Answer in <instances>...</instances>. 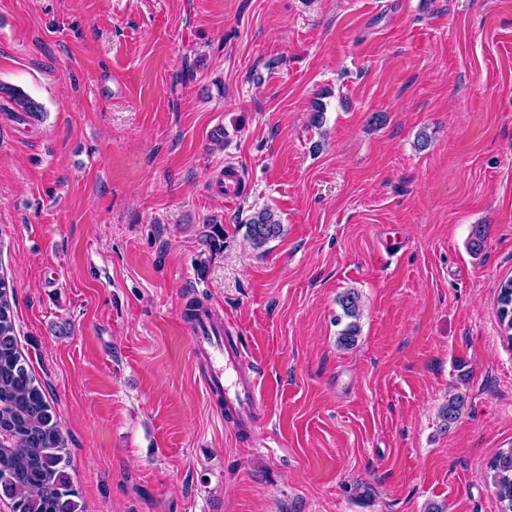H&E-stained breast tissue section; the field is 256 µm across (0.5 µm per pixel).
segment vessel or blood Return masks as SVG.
Returning a JSON list of instances; mask_svg holds the SVG:
<instances>
[{
    "label": "vessel or blood",
    "mask_w": 512,
    "mask_h": 512,
    "mask_svg": "<svg viewBox=\"0 0 512 512\" xmlns=\"http://www.w3.org/2000/svg\"><path fill=\"white\" fill-rule=\"evenodd\" d=\"M191 340L194 354L208 363L207 393L223 397L240 427L251 429L265 420L267 404L261 394L260 372L248 367L237 343L224 338L221 324L212 315L201 314L192 326Z\"/></svg>",
    "instance_id": "obj_1"
}]
</instances>
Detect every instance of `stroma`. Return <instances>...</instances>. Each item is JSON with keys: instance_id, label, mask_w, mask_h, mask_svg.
<instances>
[{"instance_id": "1", "label": "stroma", "mask_w": 512, "mask_h": 512, "mask_svg": "<svg viewBox=\"0 0 512 512\" xmlns=\"http://www.w3.org/2000/svg\"><path fill=\"white\" fill-rule=\"evenodd\" d=\"M0 85L42 107L0 94V275L85 512H499L512 0H0ZM194 299L261 372L251 433ZM246 228L247 237L258 247L279 237L283 232L281 222L268 208L255 212L246 224ZM343 317L349 322L338 333L337 342L343 347L353 346L360 333L359 320L361 317V304L358 292L348 289L338 298Z\"/></svg>"}]
</instances>
